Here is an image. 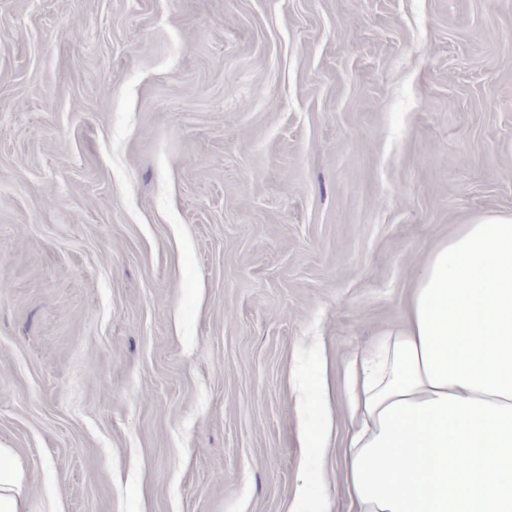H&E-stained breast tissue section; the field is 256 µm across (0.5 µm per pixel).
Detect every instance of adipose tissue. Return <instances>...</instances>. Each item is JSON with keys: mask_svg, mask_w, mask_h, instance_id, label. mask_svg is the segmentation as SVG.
I'll use <instances>...</instances> for the list:
<instances>
[{"mask_svg": "<svg viewBox=\"0 0 512 512\" xmlns=\"http://www.w3.org/2000/svg\"><path fill=\"white\" fill-rule=\"evenodd\" d=\"M352 512H512V213L426 251L402 324L347 366ZM27 475L0 448V512Z\"/></svg>", "mask_w": 512, "mask_h": 512, "instance_id": "1", "label": "adipose tissue"}]
</instances>
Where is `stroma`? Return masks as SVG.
I'll return each mask as SVG.
<instances>
[{"label":"stroma","mask_w":512,"mask_h":512,"mask_svg":"<svg viewBox=\"0 0 512 512\" xmlns=\"http://www.w3.org/2000/svg\"><path fill=\"white\" fill-rule=\"evenodd\" d=\"M485 213L512 0H0L24 512H349L347 363Z\"/></svg>","instance_id":"35a3bbf8"}]
</instances>
